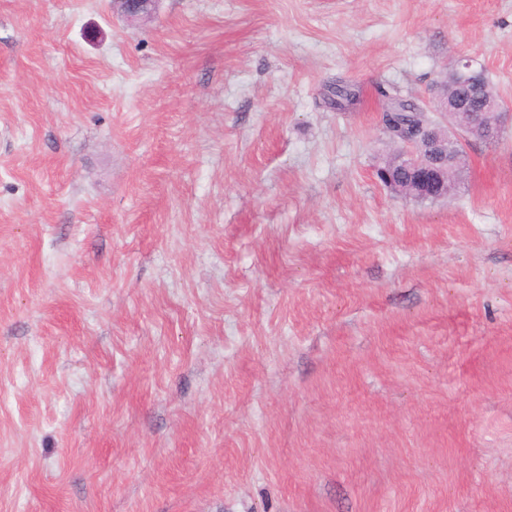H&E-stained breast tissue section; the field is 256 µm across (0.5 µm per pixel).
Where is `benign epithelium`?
<instances>
[{
	"label": "benign epithelium",
	"mask_w": 512,
	"mask_h": 512,
	"mask_svg": "<svg viewBox=\"0 0 512 512\" xmlns=\"http://www.w3.org/2000/svg\"><path fill=\"white\" fill-rule=\"evenodd\" d=\"M159 0H113V6L127 17L147 18L156 11ZM477 70L473 60L460 58L448 72L446 87L450 89L440 111L456 115L452 124L430 123L401 132L398 161L412 171V179L401 195L409 199H442L453 196L454 191L443 193L446 175L457 159L458 146L471 141H495L502 137L503 122L494 126H481L474 122V112L505 111L504 105L488 93L479 98L476 109L464 107L458 99L459 84L467 81Z\"/></svg>",
	"instance_id": "benign-epithelium-1"
}]
</instances>
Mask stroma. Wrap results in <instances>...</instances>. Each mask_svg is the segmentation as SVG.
I'll return each mask as SVG.
<instances>
[{"instance_id": "1", "label": "stroma", "mask_w": 512, "mask_h": 512, "mask_svg": "<svg viewBox=\"0 0 512 512\" xmlns=\"http://www.w3.org/2000/svg\"><path fill=\"white\" fill-rule=\"evenodd\" d=\"M461 56L512 0H0V512H512V128L375 174ZM159 0H113V6L127 17L147 18L155 11Z\"/></svg>"}]
</instances>
